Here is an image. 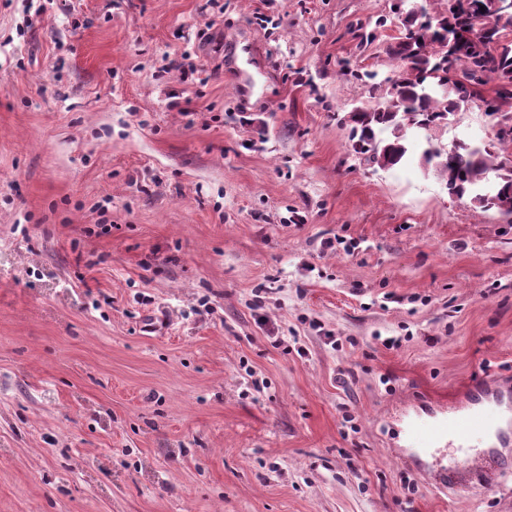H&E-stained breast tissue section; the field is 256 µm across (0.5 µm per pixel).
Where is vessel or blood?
<instances>
[{
	"instance_id": "b4317fda",
	"label": "vessel or blood",
	"mask_w": 512,
	"mask_h": 512,
	"mask_svg": "<svg viewBox=\"0 0 512 512\" xmlns=\"http://www.w3.org/2000/svg\"><path fill=\"white\" fill-rule=\"evenodd\" d=\"M485 386L473 389L475 409L452 410L447 416L428 420L419 419L410 426L414 449L425 454H436L440 444H448L461 459L465 472L472 478L482 477L490 470L512 466V458L483 447L487 435L498 430L504 414L497 407L485 404Z\"/></svg>"
}]
</instances>
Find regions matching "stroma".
<instances>
[{
	"label": "stroma",
	"mask_w": 512,
	"mask_h": 512,
	"mask_svg": "<svg viewBox=\"0 0 512 512\" xmlns=\"http://www.w3.org/2000/svg\"><path fill=\"white\" fill-rule=\"evenodd\" d=\"M223 3L0 0V512H512L406 441L483 380L512 409V224L350 150L391 0ZM232 42L250 95L175 72Z\"/></svg>",
	"instance_id": "obj_1"
}]
</instances>
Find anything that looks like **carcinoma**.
Here are the masks:
<instances>
[{"label":"carcinoma","mask_w":512,"mask_h":512,"mask_svg":"<svg viewBox=\"0 0 512 512\" xmlns=\"http://www.w3.org/2000/svg\"><path fill=\"white\" fill-rule=\"evenodd\" d=\"M481 2L482 11L470 9L463 0H428L427 13L420 18L406 8L397 12L402 31L386 48L396 62L390 76L341 65V76L350 75L368 86V99L357 106L356 114L343 118L355 154L381 168L405 164L417 144L408 138L409 130L442 125L470 99L481 97V87L491 82L504 124L512 126V12L496 10L495 0ZM383 24L378 19L369 30L360 22L353 36L359 45L369 44ZM451 68L460 70L462 81L444 95L441 83L448 80ZM510 150L512 130L506 136L493 135L488 146L460 141L437 162L427 146L420 159L433 163L448 194L467 195L484 209L495 200L512 207V169L500 166Z\"/></svg>","instance_id":"carcinoma-1"}]
</instances>
